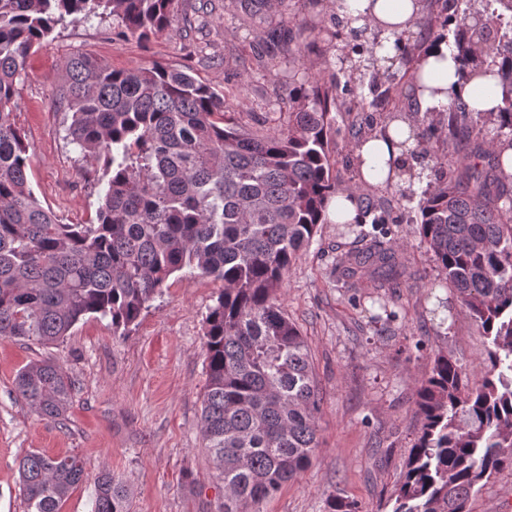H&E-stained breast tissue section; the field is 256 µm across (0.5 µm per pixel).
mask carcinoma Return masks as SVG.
Instances as JSON below:
<instances>
[{
  "mask_svg": "<svg viewBox=\"0 0 512 512\" xmlns=\"http://www.w3.org/2000/svg\"><path fill=\"white\" fill-rule=\"evenodd\" d=\"M179 0H0V338L56 344L87 316L127 336L176 272L224 281L205 317L207 384L201 424L224 482V512L260 504L304 471L317 448L321 398L299 327L276 291L323 221L329 199L348 190L336 175L333 113L369 105L401 111L404 83L425 33L341 48L340 65L359 73L368 93L338 101L339 80L324 87L288 83V121L249 131L227 116L225 96L191 74L159 64L115 70L77 55L58 103L71 112L67 137L102 162L107 178L92 224H63L28 180L29 146L15 119L17 85L30 51L69 19L112 16L141 42L168 30ZM469 0H434L425 26L451 30L455 59L472 75L497 78L502 95L488 113L512 144V0H486L469 20ZM411 153L441 172L421 191L420 236L457 301L488 340L486 373L470 381L457 360L438 354L416 389L420 428L391 512H472L474 495L512 469V178L496 144L448 164L458 141L477 135L482 113L463 102L414 112ZM363 217L387 214L368 194L353 195ZM395 265V252L362 238L345 273ZM73 383L51 360L24 367L18 395L40 416L60 419ZM28 512H59L89 477L76 456L27 452L18 463ZM93 512H129L127 486L94 478ZM326 512H360L332 496Z\"/></svg>",
  "mask_w": 512,
  "mask_h": 512,
  "instance_id": "1",
  "label": "carcinoma"
}]
</instances>
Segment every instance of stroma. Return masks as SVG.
Wrapping results in <instances>:
<instances>
[{
    "label": "stroma",
    "instance_id": "35a3bbf8",
    "mask_svg": "<svg viewBox=\"0 0 512 512\" xmlns=\"http://www.w3.org/2000/svg\"><path fill=\"white\" fill-rule=\"evenodd\" d=\"M335 16L333 0L316 12L284 0L278 11L250 15L239 0H182L169 30L146 44L122 35L108 17L58 24L32 50L16 96L36 197L62 223L83 224L95 218L104 194L100 163L69 143L70 115L57 105L71 56H95L115 69L160 63L186 71L225 93L246 129L267 132L287 119L290 77L309 73L329 84L324 57L354 43ZM282 25L313 43L304 62L265 57L268 31ZM353 121L336 115L337 168L346 186L374 195L388 212L379 233L399 267L384 288L372 278H346L343 259L361 227L322 224L287 273L276 297L308 345L322 396L318 446L310 466L264 501L262 512H325L334 495L361 512H390L418 428L417 382L439 354L456 358L471 380L486 370V339L461 309H449L453 291L420 238L419 194L397 182H362L347 133ZM223 290V281L176 273L129 335H113L109 321L89 316L50 347L0 338V512H27L17 466L32 450L78 456L90 475L111 472L131 489L130 512H218L224 484L205 447L201 410L204 320ZM47 358L73 382L72 403L56 421L16 393L23 367ZM472 509L512 512V470L491 478Z\"/></svg>",
    "mask_w": 512,
    "mask_h": 512
}]
</instances>
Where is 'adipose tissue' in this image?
Here are the masks:
<instances>
[{"instance_id": "1", "label": "adipose tissue", "mask_w": 512, "mask_h": 512, "mask_svg": "<svg viewBox=\"0 0 512 512\" xmlns=\"http://www.w3.org/2000/svg\"><path fill=\"white\" fill-rule=\"evenodd\" d=\"M336 11L343 17H364L370 30L382 41L385 53H393L394 42L412 28L421 11L420 0H336ZM418 73L425 85L417 93L420 111L439 112L455 100L466 102L475 110H492L500 101L501 89L495 81L461 76L448 47L447 37L433 38L422 52ZM410 118L392 122L387 138H371L356 150L363 179L372 185L398 180L409 168L408 152L403 141L408 138Z\"/></svg>"}]
</instances>
